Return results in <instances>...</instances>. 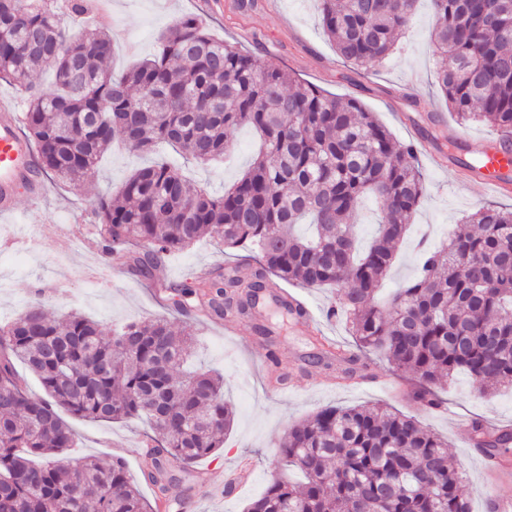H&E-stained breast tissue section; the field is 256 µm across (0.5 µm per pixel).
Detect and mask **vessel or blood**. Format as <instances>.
<instances>
[{
    "label": "vessel or blood",
    "instance_id": "obj_1",
    "mask_svg": "<svg viewBox=\"0 0 512 512\" xmlns=\"http://www.w3.org/2000/svg\"><path fill=\"white\" fill-rule=\"evenodd\" d=\"M20 117L15 107L0 103V216L14 214L20 187H27L30 199H39L45 188L31 168L32 148L18 133ZM512 165V148L489 151L485 165L466 171L467 180L477 182L500 195L512 193V182L502 172Z\"/></svg>",
    "mask_w": 512,
    "mask_h": 512
}]
</instances>
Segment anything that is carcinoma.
Listing matches in <instances>:
<instances>
[{
	"label": "carcinoma",
	"mask_w": 512,
	"mask_h": 512,
	"mask_svg": "<svg viewBox=\"0 0 512 512\" xmlns=\"http://www.w3.org/2000/svg\"><path fill=\"white\" fill-rule=\"evenodd\" d=\"M438 85L459 123L486 121L512 142V0H432ZM417 0H320L321 25L341 58L381 64L412 25ZM161 50L116 80L112 37L72 35L57 0H0V80L26 102L23 132L40 172L92 187L100 158L120 138L151 152L178 144L200 164L224 157L228 135L248 126L265 149L222 194L191 190L167 164L142 167L94 200L102 253L151 280L161 256L206 234L252 254V280L211 268L189 285L158 284L194 318L247 314L279 281L335 288L355 348L347 373L368 378L381 352L415 384L407 397L440 405L437 385L467 373L483 391L512 386V209L484 206L439 247L422 246L417 275L387 303L377 295L424 193L415 146L397 141L357 100L331 97L275 64L256 65L195 16L175 21ZM50 71L54 84H34ZM381 204L376 236L356 254L353 217ZM311 218L315 233L293 228ZM192 329L164 318L105 328L72 312L49 316L40 301L0 326V512H152L125 462L71 456L65 411L91 421L146 418L151 467L166 495L170 459L191 465L219 448L235 412L224 380L185 373ZM22 364L44 396L29 394ZM470 441L512 453V429L480 419ZM276 456L305 481L275 477L244 512H471L448 444L413 416L384 405L327 407L288 427Z\"/></svg>",
	"instance_id": "carcinoma-1"
}]
</instances>
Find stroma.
Here are the masks:
<instances>
[{"label":"stroma","mask_w":512,"mask_h":512,"mask_svg":"<svg viewBox=\"0 0 512 512\" xmlns=\"http://www.w3.org/2000/svg\"><path fill=\"white\" fill-rule=\"evenodd\" d=\"M193 14L206 20L215 37L239 44L258 64H276L293 72L301 81L339 96H350L372 112L400 141L421 136L444 145L459 144L458 160H466L496 138L491 127L481 123L459 124L437 84L438 57L431 43L434 18L430 0H419L413 25L398 40L393 52L377 70L347 64L324 34L319 20L318 0H257L255 9L244 11L238 0H86L80 15L64 14L63 21L73 34L97 28L115 38L113 77H122L135 61L156 53L157 39L176 19ZM233 150L223 163L201 165L185 159L175 147H163L159 154H139L117 145L101 161L92 190L54 178H46V192L38 202L20 193L13 221L0 222V239L34 230L38 241L30 249H0V321L15 317L29 302H43L55 316L78 310L103 326L129 321L166 318L174 326L187 323L166 294L158 293L154 282L139 280L125 270L112 276L111 287L85 279L86 269L102 264L100 251L78 248L58 267L56 257L60 227L85 221V236L95 239L92 221L94 193L112 192L135 169L163 159L179 166L192 187L223 193L249 167L260 141L254 131L242 128L231 136ZM424 174V196L412 219L410 235L398 251L384 294L412 279L418 270L420 240L438 244L462 225L466 216L494 204L512 207V195H494L478 183H460L456 162L435 169L427 157H420ZM236 253L224 250L213 238L196 242L189 250L168 256L155 280L185 284L196 270L225 264ZM318 310L325 336L342 346L353 343L343 318H332L328 310L337 302L331 288L305 291ZM195 344L192 364L214 370L224 377V396L234 407L235 420L223 448L199 468H221L246 456L255 464L251 481L233 497L210 494L201 487L196 474L184 471L180 462H170L175 482L165 499V512H244L260 497L270 480L281 472L276 443L289 425L329 406L380 403L415 416L422 425L448 442V451L462 473L460 490L472 512H485L488 486L480 456L471 448L457 418L478 417L491 425L512 427V388L481 392L468 375H456L439 395L441 409H426L396 394L393 372L386 361H377L375 382L345 383L338 372L321 368L300 372L305 356L313 350V332L296 327L280 344V357L292 372L288 389L274 391L267 378L266 351L256 341L249 323L226 331L210 321L191 323ZM78 440V452L100 462L113 457L124 460L130 475L140 478L146 466L144 434L146 424L138 420L92 422L71 418Z\"/></svg>","instance_id":"obj_1"}]
</instances>
